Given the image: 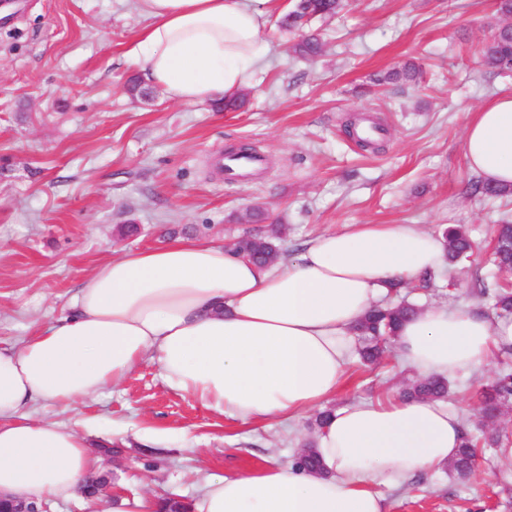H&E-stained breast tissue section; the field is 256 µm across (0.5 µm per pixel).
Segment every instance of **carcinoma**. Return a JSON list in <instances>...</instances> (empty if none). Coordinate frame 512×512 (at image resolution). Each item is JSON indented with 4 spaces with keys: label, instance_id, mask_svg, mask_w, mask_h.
Listing matches in <instances>:
<instances>
[{
    "label": "carcinoma",
    "instance_id": "obj_1",
    "mask_svg": "<svg viewBox=\"0 0 512 512\" xmlns=\"http://www.w3.org/2000/svg\"><path fill=\"white\" fill-rule=\"evenodd\" d=\"M344 6L343 0H298V3L281 19V28L290 32H300V39L294 45V51L302 57H312L320 52V42L313 33L304 28L314 19H324L337 14ZM481 54L486 65L499 68L502 62H512V29L503 25L494 28L483 43ZM419 77V69L413 63H407L400 69L385 74L380 81L414 82ZM467 190L473 196L487 198H504L512 194V188H499L487 184L480 179H471ZM447 239L448 264L458 263L470 256L474 243L468 231L461 225L448 228ZM282 231L271 229L268 235L250 234L236 243L237 249L247 253L257 261L271 262L281 253L280 241ZM493 262L500 270L512 271V222L504 219L497 227V247L493 254ZM492 309L498 317L512 315V285L504 282L494 286ZM418 307L409 302L396 306L378 305L368 312L358 323L356 352L366 364L378 363L385 352V345L396 338V330L400 323L414 314ZM449 392V384L445 379L421 378L408 390L409 398H444ZM512 402V370L504 369L481 391V414L487 423L498 420L502 408ZM480 452L478 439L466 433L458 453L448 471L460 480L468 478L475 466Z\"/></svg>",
    "mask_w": 512,
    "mask_h": 512
}]
</instances>
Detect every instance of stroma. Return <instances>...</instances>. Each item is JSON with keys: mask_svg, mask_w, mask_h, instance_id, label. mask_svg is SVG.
Here are the masks:
<instances>
[{"mask_svg": "<svg viewBox=\"0 0 512 512\" xmlns=\"http://www.w3.org/2000/svg\"><path fill=\"white\" fill-rule=\"evenodd\" d=\"M500 0H347L334 19L312 22L322 52L306 60L295 37L269 22L268 53L246 105L219 112L176 103L157 88L131 95L127 54L148 23L143 0H0V344H15L58 318L80 282L126 250L172 236L232 245L246 212L267 208L297 253L308 239L348 224L467 227L477 249L428 287L407 288L419 306L488 310L479 295L496 281L491 248L507 201L466 192L463 150L470 112L512 90V74L486 69L478 50L506 23ZM414 62L419 86L362 88ZM382 127L379 152L343 131L350 116ZM253 146L257 175L226 180L214 166L225 150ZM136 225L127 235L124 225ZM501 366L450 382L448 406L467 427L480 421V391ZM416 375L397 346L383 366L352 363L334 406L400 395ZM34 417L64 428L85 423L110 470L113 490L198 494L207 474L259 468L295 457L294 436L313 435V414L288 429L241 424L170 390L150 362L123 384L68 409L38 403ZM378 491L390 512H512V456L485 449L469 480L447 470Z\"/></svg>", "mask_w": 512, "mask_h": 512, "instance_id": "35a3bbf8", "label": "stroma"}]
</instances>
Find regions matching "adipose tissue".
I'll return each instance as SVG.
<instances>
[{
    "instance_id": "adipose-tissue-1",
    "label": "adipose tissue",
    "mask_w": 512,
    "mask_h": 512,
    "mask_svg": "<svg viewBox=\"0 0 512 512\" xmlns=\"http://www.w3.org/2000/svg\"><path fill=\"white\" fill-rule=\"evenodd\" d=\"M145 2L150 21L130 57L145 85L196 103L254 82L272 0ZM464 155L485 182L512 187V92L472 113ZM446 253L442 233L414 224H350L267 265L195 238L126 250L82 282L68 313L20 346L0 347V501L81 496L101 457L81 431L29 409L75 405L145 360L172 390L243 424L324 407L344 381L365 312L392 283L441 271ZM396 342L406 367L449 380L512 349V317L433 305ZM463 434L460 415L438 399L341 407L310 442L319 471L272 457L211 475L190 512H389L374 485L446 467Z\"/></svg>"
}]
</instances>
